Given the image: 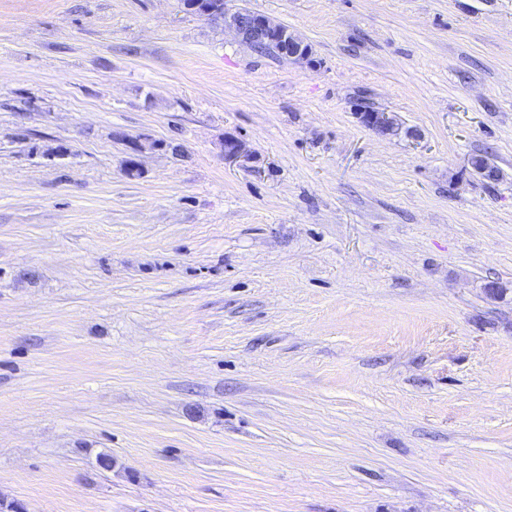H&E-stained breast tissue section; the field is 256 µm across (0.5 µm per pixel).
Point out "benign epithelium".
I'll list each match as a JSON object with an SVG mask.
<instances>
[{
    "instance_id": "1",
    "label": "benign epithelium",
    "mask_w": 512,
    "mask_h": 512,
    "mask_svg": "<svg viewBox=\"0 0 512 512\" xmlns=\"http://www.w3.org/2000/svg\"><path fill=\"white\" fill-rule=\"evenodd\" d=\"M214 11L205 10L199 17L211 23L222 25L235 33L243 42L257 51L266 42L279 45L283 60L288 62L308 61L311 49L293 31L284 27V24L268 16L240 8L232 13L222 11L219 17H213ZM361 116L366 118V127L374 134L382 137L395 136L400 127L386 112L375 108H364ZM224 160L229 162L247 161L249 154L243 145L232 137L224 138Z\"/></svg>"
}]
</instances>
